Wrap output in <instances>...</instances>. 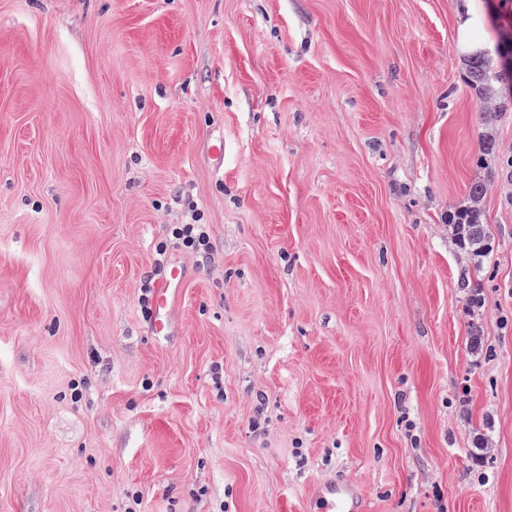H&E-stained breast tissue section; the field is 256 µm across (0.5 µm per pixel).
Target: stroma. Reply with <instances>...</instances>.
Masks as SVG:
<instances>
[{"label":"stroma","instance_id":"35a3bbf8","mask_svg":"<svg viewBox=\"0 0 512 512\" xmlns=\"http://www.w3.org/2000/svg\"><path fill=\"white\" fill-rule=\"evenodd\" d=\"M511 24L0 0V512H305L330 481L368 512H512V111L486 121L463 61ZM478 175L475 258L448 214ZM194 217L203 257L169 233ZM172 260L158 340L141 289ZM185 282L186 271L182 264L173 262L167 267L165 277L154 295L150 329L156 338L167 336L171 330V301L184 288Z\"/></svg>","mask_w":512,"mask_h":512}]
</instances>
